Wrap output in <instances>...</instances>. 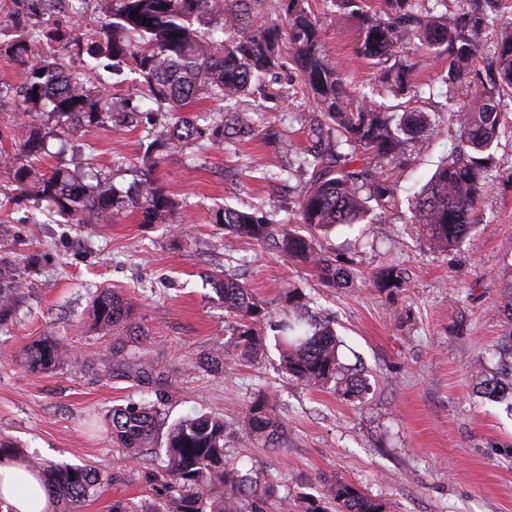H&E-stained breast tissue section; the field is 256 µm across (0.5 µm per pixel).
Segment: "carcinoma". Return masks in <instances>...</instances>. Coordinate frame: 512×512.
<instances>
[{"label": "carcinoma", "instance_id": "cac0c4a2", "mask_svg": "<svg viewBox=\"0 0 512 512\" xmlns=\"http://www.w3.org/2000/svg\"><path fill=\"white\" fill-rule=\"evenodd\" d=\"M58 2L11 0L9 23L21 33L7 52L26 67L18 108L25 130L20 151L27 162L10 166L20 196L47 202L77 227L110 223L119 204L110 178L86 182L82 168L91 165V157L82 152L72 169L40 170L47 139L73 137L78 124L110 122L120 128L128 119L138 121L149 139L144 161L150 169L189 143L202 149L206 141L269 140L275 135L269 126L236 108L255 84L293 62L318 115L310 124L311 144L296 153L286 172L290 178L303 177L296 220L313 234H301L288 221H273L262 206L220 209L215 223L235 238L253 239L313 266L326 287L351 284L347 268L316 249L312 238L338 226L382 223L395 207L392 173L407 162L411 144L440 134L436 114L417 107L392 112L350 86L345 70L324 52L322 24L309 0H286L282 21L264 17L266 0H93L92 13L104 18L96 27L90 26L86 0L73 6L70 16L61 14ZM331 2L336 16L358 20L357 54L380 66L379 83L387 95L421 98L423 87L412 82L414 50L448 59L440 82L446 99L459 104L448 113V124L456 128L454 145L413 195L407 223L418 225L431 243L446 250L473 241L483 197L497 180L512 182V167L497 166L494 154L505 117L512 112V21L500 13L498 0H462L451 14L448 0H383L372 11L359 0ZM54 44L82 60L83 71L62 80L67 70ZM486 49L491 63L482 75L476 59ZM128 61L140 80L119 112L108 86L90 77L101 68L116 71ZM202 95L224 106L200 125L181 112ZM45 115L55 120L54 126L42 121ZM125 204L139 211L145 224L168 223L176 208L150 172ZM215 285L233 318L238 358L256 361L264 349L261 326L268 311L240 278H218ZM302 299L291 294L296 310L274 324L281 369L309 386L332 382L346 399L359 395L365 383L342 365L341 341L330 323L302 313ZM25 304L16 260L0 254V332L16 324ZM92 305L95 325L114 335L103 366L129 373L140 392L151 391L157 368L142 359L141 346L123 340L139 336L132 322L135 305L110 288L96 290ZM28 360L32 368L47 370L71 365V354L60 339L45 337L28 348ZM478 385L487 398L512 396V335L499 352L496 375L478 374ZM166 419L162 398L143 396L112 408L108 425L113 440L133 451L132 459L140 465L153 461L151 449ZM241 422L248 439L265 448L277 449L284 440L275 401L266 392L246 405ZM161 451V469L145 471L154 491L151 512H266L279 486L277 477L254 478L227 459L224 418L219 416L197 413L172 422ZM21 469L35 475L57 512H77L109 480L90 468L40 460L29 459ZM301 503L304 512H384L376 499L344 481L326 485L322 499L303 496Z\"/></svg>", "mask_w": 512, "mask_h": 512}]
</instances>
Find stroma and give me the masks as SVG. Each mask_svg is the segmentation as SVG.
I'll return each mask as SVG.
<instances>
[{
    "label": "stroma",
    "mask_w": 512,
    "mask_h": 512,
    "mask_svg": "<svg viewBox=\"0 0 512 512\" xmlns=\"http://www.w3.org/2000/svg\"><path fill=\"white\" fill-rule=\"evenodd\" d=\"M320 13L329 58L352 86L371 92L378 68L359 57L356 19ZM262 121L279 141L206 143L200 161L172 153L155 176L179 207L168 224H146L140 212L119 211L112 223L76 229L24 200L0 209V253L21 261L29 307L10 334H0V435L36 458L86 466L110 475L81 512H112L116 501L150 512L154 496L141 468L112 442L107 416L139 399L128 378L107 375L99 360L111 336L91 327L98 288H117L137 305L147 336L145 356L168 371L169 419L195 412L223 417L228 458L252 475L281 472L284 484L270 512H299L303 496L320 497L324 482L355 484L385 512H512V413L476 394L477 371L497 363L512 330V183L496 181L481 206L473 242L441 252L406 223L408 201L447 155L454 131L413 149L397 174L398 208L384 223L340 227L316 236L318 249L349 265V288L321 285L316 269L288 261L245 238L224 249L214 221L225 206L264 204L274 219H295V194L262 179L272 164L309 143L314 110L296 67L267 81ZM15 100H0V158L19 162L22 134ZM93 168L109 173L126 194L145 171V141L136 128L80 129ZM0 165V189L11 188ZM401 272L400 288H378L375 277ZM224 271L247 279L269 312L268 346L255 363L238 360L226 331L231 318L205 275ZM313 298L312 311L330 319L343 363L358 366L367 389L347 400L334 390L290 379L278 368L271 322L289 308V291ZM65 337L79 369H33L28 347ZM271 393L286 428L278 450L249 443L242 412L258 392Z\"/></svg>",
    "instance_id": "obj_1"
}]
</instances>
